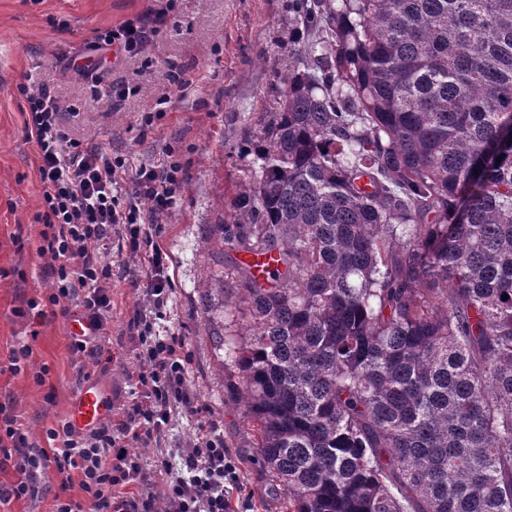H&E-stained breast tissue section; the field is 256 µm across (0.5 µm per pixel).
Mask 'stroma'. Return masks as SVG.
<instances>
[{"instance_id": "1", "label": "stroma", "mask_w": 512, "mask_h": 512, "mask_svg": "<svg viewBox=\"0 0 512 512\" xmlns=\"http://www.w3.org/2000/svg\"><path fill=\"white\" fill-rule=\"evenodd\" d=\"M160 6L168 18L146 49L151 66L111 57L100 75L102 83L123 81L139 86V93L105 108L91 106L92 80L66 70V63L84 52L96 30ZM291 31L288 0H0V404H9L24 431L40 439L67 419L82 386L66 319L24 313L27 302L42 298L47 288L36 253L41 226L34 221L40 191L35 147L16 91L32 76L76 109L68 120L73 137L94 139L126 155L135 168L156 162L164 146L174 151L178 204L163 221L160 242L172 278L169 325L185 343L186 383L200 414L175 415L165 448L149 446L145 453L175 454L198 421L216 423L239 477L229 512H286V496L256 457L239 381L224 372L223 352L201 314L198 285L206 272L230 260L213 247L214 229L247 177L260 113L277 105ZM178 74L193 79L191 95L182 96L173 83ZM161 95L169 99L167 114L144 130L141 118ZM124 263V255L113 251L112 334L101 341L112 360L90 377L115 404L124 395L130 362L125 324L140 302L121 275ZM23 337L30 339L33 355L25 369L13 372L7 358ZM44 367L46 382L36 385L33 377Z\"/></svg>"}]
</instances>
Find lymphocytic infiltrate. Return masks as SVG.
Returning a JSON list of instances; mask_svg holds the SVG:
<instances>
[{
    "label": "lymphocytic infiltrate",
    "mask_w": 512,
    "mask_h": 512,
    "mask_svg": "<svg viewBox=\"0 0 512 512\" xmlns=\"http://www.w3.org/2000/svg\"><path fill=\"white\" fill-rule=\"evenodd\" d=\"M166 20V9L159 8L97 31L79 74L93 75L94 57L113 49L126 58L138 55ZM17 91L27 104L24 126L36 147V220L42 226L36 251L48 284L43 300L29 301L30 315L77 313L85 319L89 335L73 340L71 351L78 376L86 379L88 364L100 362L98 339L112 333L113 240L123 242L134 262L128 286L145 305L126 324L133 363L125 373L127 399L114 419L84 429L63 421L39 443L0 408V468L12 467L17 475L0 487V507L40 499L54 477L59 491L52 512H228L236 465L216 424L198 425L177 464L158 459L150 465L138 452L166 437L172 409L199 413L186 385L185 345L159 330L172 294L160 224L176 206L178 163L163 157L131 168L127 157L71 138L64 107L44 81L19 84ZM75 487L81 497L71 496Z\"/></svg>",
    "instance_id": "lymphocytic-infiltrate-1"
}]
</instances>
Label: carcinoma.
I'll use <instances>...</instances> for the list:
<instances>
[{
    "mask_svg": "<svg viewBox=\"0 0 512 512\" xmlns=\"http://www.w3.org/2000/svg\"><path fill=\"white\" fill-rule=\"evenodd\" d=\"M293 65L212 244L287 512H512V0H288Z\"/></svg>",
    "mask_w": 512,
    "mask_h": 512,
    "instance_id": "1",
    "label": "carcinoma"
}]
</instances>
